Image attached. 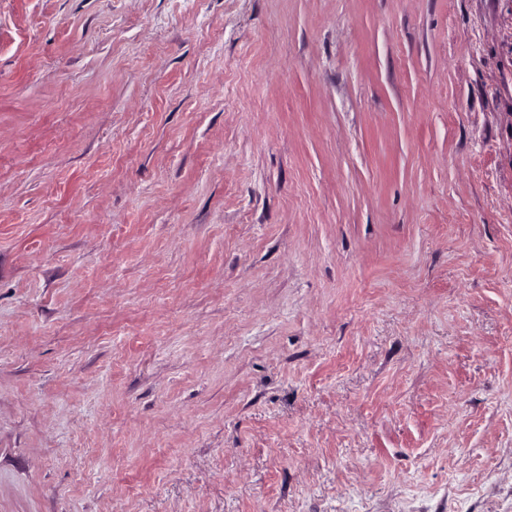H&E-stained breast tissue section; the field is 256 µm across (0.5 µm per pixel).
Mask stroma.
Segmentation results:
<instances>
[{
  "mask_svg": "<svg viewBox=\"0 0 512 512\" xmlns=\"http://www.w3.org/2000/svg\"><path fill=\"white\" fill-rule=\"evenodd\" d=\"M0 512H512V0H0Z\"/></svg>",
  "mask_w": 512,
  "mask_h": 512,
  "instance_id": "35a3bbf8",
  "label": "stroma"
}]
</instances>
